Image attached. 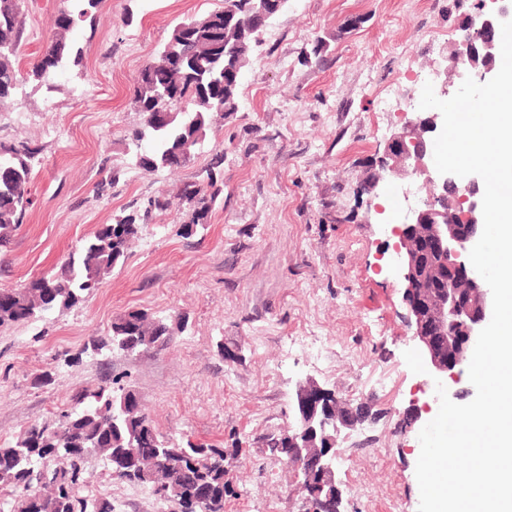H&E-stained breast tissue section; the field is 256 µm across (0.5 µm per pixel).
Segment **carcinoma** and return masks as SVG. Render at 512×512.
<instances>
[{"label":"carcinoma","instance_id":"1","mask_svg":"<svg viewBox=\"0 0 512 512\" xmlns=\"http://www.w3.org/2000/svg\"><path fill=\"white\" fill-rule=\"evenodd\" d=\"M68 10L55 19L54 32L30 77L39 81L58 70L74 52L71 33L100 0H70ZM24 0H0V105L13 100L24 81L17 65L23 38ZM224 23L219 11L189 18L176 25L169 41L183 44V57L174 63L158 52L140 70L133 102L142 125L133 134L135 165L146 172L179 168L188 160H174L176 151L188 145L195 153L198 141L224 112L238 111L240 77L224 68V51L209 46V30ZM235 45V63L249 61L239 34L225 32ZM174 114L155 122L154 113ZM152 143L149 151L141 142ZM37 148L27 141H0V243L23 223L32 204L30 180ZM204 170L201 180L178 188L174 198L191 212L182 234L191 237L190 225L203 230L219 190L215 167ZM167 199H150L144 210L119 216L101 225L58 267L32 278L22 288L0 289V327L28 322L55 308L70 309L100 288L103 280L124 263L140 225L154 212L165 211ZM172 328L163 318L135 310L112 322L103 336H92L81 353L105 348L129 355L167 344ZM106 458L119 478L147 483L160 498L178 503L182 512H224V497L231 492L224 482L222 448L191 442L175 446L152 427L136 394L120 388H101L85 395L79 408L64 412L53 426L32 425L14 444L0 446V489L10 488L15 498L8 512H112L106 499H87L75 492L78 475L92 458ZM54 458L64 467L50 468Z\"/></svg>","mask_w":512,"mask_h":512}]
</instances>
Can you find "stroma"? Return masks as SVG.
I'll use <instances>...</instances> for the list:
<instances>
[{"label": "stroma", "mask_w": 512, "mask_h": 512, "mask_svg": "<svg viewBox=\"0 0 512 512\" xmlns=\"http://www.w3.org/2000/svg\"><path fill=\"white\" fill-rule=\"evenodd\" d=\"M66 6L25 0L20 69L38 61ZM223 6L101 0L72 34L80 65L24 83L0 109V140L39 150L33 204L0 246V288L60 265L99 225L195 182L214 158L223 179L204 233L183 236L178 209L156 215L123 265L76 307L0 328V446L117 382L165 440L226 450L224 512H297L290 469L268 454L266 438L293 425L295 384L312 377L373 413L362 426L371 441L347 448L350 463L336 470L348 512H418V436L439 399L429 372L412 365L403 286L383 254L388 224L427 191L382 216L367 187L389 137L419 110L421 75L458 38L476 0H288L252 47L237 112L207 131L185 166L145 172L132 161L138 72L178 23ZM387 94L392 105L379 109ZM134 310L187 323L167 346L136 356L83 353ZM315 336L329 340L330 371L303 348ZM416 412L422 420L410 424ZM90 484L105 487L112 512H180L139 495V483L99 458L76 489Z\"/></svg>", "instance_id": "stroma-1"}]
</instances>
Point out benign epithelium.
<instances>
[{
	"label": "benign epithelium",
	"mask_w": 512,
	"mask_h": 512,
	"mask_svg": "<svg viewBox=\"0 0 512 512\" xmlns=\"http://www.w3.org/2000/svg\"><path fill=\"white\" fill-rule=\"evenodd\" d=\"M285 3L261 0L250 16L251 28L258 30ZM504 21H512V0H478L477 11L467 16L463 34L445 57L449 64L434 70L437 97L450 98L468 77L485 83L497 74L496 34ZM442 124V114L427 109L393 133L382 173L368 189L385 195L390 183L414 176L429 187L428 196L391 228L395 242L390 264L401 278L422 360L432 378L449 390L458 383L479 332L491 319L492 293L469 260L483 230L482 179L437 171L433 143ZM295 416V426L282 432L286 447L278 452L290 467L300 512H348L349 491L333 466L335 445L343 431L367 420L365 406L336 396L308 377L296 384Z\"/></svg>",
	"instance_id": "7a95c632"
}]
</instances>
